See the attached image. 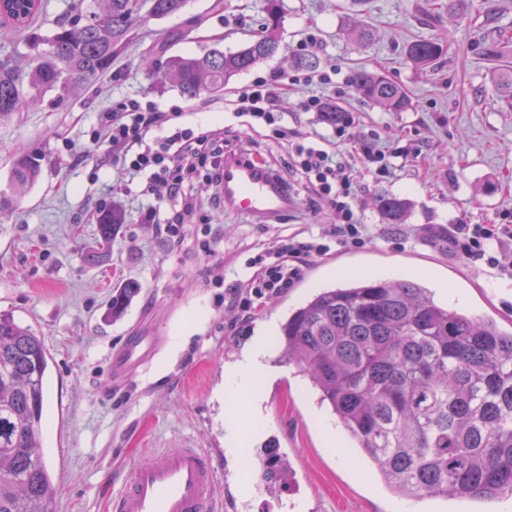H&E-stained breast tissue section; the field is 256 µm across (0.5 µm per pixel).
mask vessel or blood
I'll list each match as a JSON object with an SVG mask.
<instances>
[{
    "label": "vessel or blood",
    "instance_id": "1",
    "mask_svg": "<svg viewBox=\"0 0 512 512\" xmlns=\"http://www.w3.org/2000/svg\"><path fill=\"white\" fill-rule=\"evenodd\" d=\"M219 190L225 207L236 214L271 218L288 211L287 189L258 157H225ZM155 355L152 338L126 337L112 355L113 378L135 376ZM216 469L215 460L199 448L150 452L130 470L123 491L113 495L111 512H239L241 504L232 489L216 499ZM272 482L266 458L256 456L246 464L244 485L251 496L266 495Z\"/></svg>",
    "mask_w": 512,
    "mask_h": 512
}]
</instances>
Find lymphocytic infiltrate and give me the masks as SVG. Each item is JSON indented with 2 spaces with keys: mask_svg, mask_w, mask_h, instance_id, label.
Masks as SVG:
<instances>
[{
  "mask_svg": "<svg viewBox=\"0 0 512 512\" xmlns=\"http://www.w3.org/2000/svg\"><path fill=\"white\" fill-rule=\"evenodd\" d=\"M330 81L326 73L273 74L224 102L225 111L249 117L252 124L268 127L273 139L288 141L293 149L291 169L304 178L312 203L328 205L345 218L344 223L325 224L302 236L280 237L275 245L250 257L247 274L224 289L225 299L243 315L291 288L305 261L364 240L368 227L356 212L353 166L340 149L342 143L353 142L361 165L378 180L390 177L395 159L407 154L406 149L380 145L376 132L358 130L349 112L322 132L302 133L288 127L281 109L283 96L292 87H307L296 109L319 113L327 101L312 88ZM181 116L179 109L163 111L153 101L130 98L99 113L93 137L135 183L144 201L140 223L155 226L177 245L189 234L187 216L198 208L195 178L204 175L215 187L224 172L223 134L182 126ZM448 235L463 262L482 263L495 277L512 279V266L499 259L504 246L512 243V224H453Z\"/></svg>",
  "mask_w": 512,
  "mask_h": 512,
  "instance_id": "f902f5d3",
  "label": "lymphocytic infiltrate"
}]
</instances>
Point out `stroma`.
I'll return each mask as SVG.
<instances>
[{
	"mask_svg": "<svg viewBox=\"0 0 512 512\" xmlns=\"http://www.w3.org/2000/svg\"><path fill=\"white\" fill-rule=\"evenodd\" d=\"M263 0H189L179 13L137 25L111 70L85 90L43 99L0 123V191H9L11 162L24 150L41 160L38 180L0 214V313H10L40 331L50 357L46 412L42 422L45 461L56 479L53 512H110V501L131 467L149 451L168 448L224 449V425L244 421L246 400L218 396L224 366L256 336L266 321L282 322L317 289L350 272L367 278H411L440 300L449 293L477 317L512 325V281L486 275L480 265L457 258L448 227L457 222L499 224L512 215V105L502 102L480 55L481 29L449 19L448 0H366L355 12L351 0H283L282 50L233 78L223 92L189 98L159 86L141 59L157 62L196 54L212 45L236 50L260 35ZM373 26L370 44L357 41L359 23ZM318 50L296 48L305 32ZM449 38L433 69L416 68L406 57L419 38ZM315 72H340L320 86L342 111L358 117L363 130L377 131L382 144L414 155L395 174L378 181L366 171L354 179L358 214L371 237L304 266L297 284L244 317L217 303V278L234 277L257 248L310 224H337L333 210L310 206L305 195L288 216L260 222L202 209L192 224L210 225L219 252L206 258L192 243L174 246L139 223L140 198L119 190L121 175L91 136L99 112L137 98L161 110L185 109L184 126L223 132L224 149L260 157L279 175L288 173V146L244 126L224 111V101L259 78L296 71L301 56ZM365 69L384 74L408 94L411 106L388 112L367 102L349 77ZM386 193L408 203L404 223L390 224L368 199ZM120 205L125 222L100 261L87 252L97 239L99 200ZM135 281L139 294L119 320L106 313L112 293ZM157 336L153 363L132 383L112 381L111 355L124 336ZM261 392L267 427L244 435L253 451L271 446L288 461L291 492L273 487L249 501L248 512H389L394 495L380 484L371 462L359 460L347 434L330 439L319 421L328 417L295 365Z\"/></svg>",
	"mask_w": 512,
	"mask_h": 512,
	"instance_id": "35a3bbf8",
	"label": "stroma"
}]
</instances>
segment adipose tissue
<instances>
[{
  "label": "adipose tissue",
  "mask_w": 512,
  "mask_h": 512,
  "mask_svg": "<svg viewBox=\"0 0 512 512\" xmlns=\"http://www.w3.org/2000/svg\"><path fill=\"white\" fill-rule=\"evenodd\" d=\"M272 328V323H264L262 334L253 338L251 345L239 359L224 368L225 397L244 395L250 399L247 412L248 429L254 435L261 433L266 427V417L260 405L259 388L262 382L274 374L267 362V333Z\"/></svg>",
  "instance_id": "adipose-tissue-1"
}]
</instances>
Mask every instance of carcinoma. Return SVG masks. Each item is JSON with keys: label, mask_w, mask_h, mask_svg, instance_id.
<instances>
[{"label": "carcinoma", "mask_w": 512, "mask_h": 512, "mask_svg": "<svg viewBox=\"0 0 512 512\" xmlns=\"http://www.w3.org/2000/svg\"><path fill=\"white\" fill-rule=\"evenodd\" d=\"M187 3L90 0L57 23L48 49L29 37L31 53L0 60V120L48 91L94 84L129 44L135 25L174 15ZM265 5L264 35L235 51L172 55L164 79L189 98L216 93L276 54L282 2ZM43 7V0H0V21L26 29ZM447 50L446 41L421 39L407 46L406 56L427 68ZM482 56L496 62L490 80L512 100V33L498 29ZM350 81L389 112L410 106L405 90L380 73L355 70ZM39 174L35 156L17 153L12 190L33 185ZM369 205L390 224L407 214L406 202L389 194L372 196ZM123 221L115 207L99 214L100 250L109 248ZM138 290L135 281L116 289L112 318L122 316ZM279 343L282 357L308 377L320 405L394 495L490 501L512 494V330L436 301L420 282L348 275L290 311ZM47 369L45 337L0 313V512H51L55 485L41 435Z\"/></svg>", "instance_id": "carcinoma-1"}]
</instances>
